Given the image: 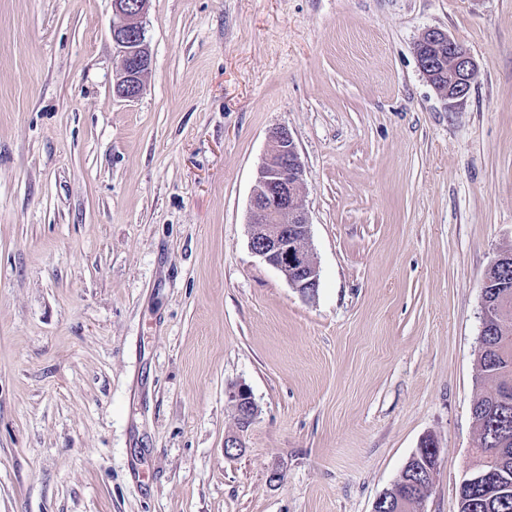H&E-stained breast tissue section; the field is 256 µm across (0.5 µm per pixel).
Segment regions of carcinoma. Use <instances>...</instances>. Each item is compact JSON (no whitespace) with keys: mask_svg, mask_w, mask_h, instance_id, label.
Instances as JSON below:
<instances>
[{"mask_svg":"<svg viewBox=\"0 0 512 512\" xmlns=\"http://www.w3.org/2000/svg\"><path fill=\"white\" fill-rule=\"evenodd\" d=\"M494 296L512 310V265L486 272ZM481 392L474 399L471 416L477 430L475 458L484 460L489 448L498 449L495 469L480 485L459 489V512H512V320L490 319L484 347L477 357ZM433 483L426 481L406 498V512H418Z\"/></svg>","mask_w":512,"mask_h":512,"instance_id":"obj_1","label":"carcinoma"}]
</instances>
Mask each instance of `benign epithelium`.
I'll return each instance as SVG.
<instances>
[{
	"label": "benign epithelium",
	"mask_w": 512,
	"mask_h": 512,
	"mask_svg": "<svg viewBox=\"0 0 512 512\" xmlns=\"http://www.w3.org/2000/svg\"><path fill=\"white\" fill-rule=\"evenodd\" d=\"M112 42L118 48L122 69L116 93L137 98L151 66L145 41V0H112ZM420 70L450 111L463 106L479 73L478 63L448 33L429 28L415 45ZM304 168L294 137L285 126L268 135L266 153L257 169L250 199L248 224L252 252L277 269L303 299L316 297L319 267L309 247L310 222L303 205ZM239 430L249 427L257 414L251 391L241 385L230 393Z\"/></svg>",
	"instance_id": "1"
}]
</instances>
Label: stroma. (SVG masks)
<instances>
[{
	"label": "stroma",
	"instance_id": "1",
	"mask_svg": "<svg viewBox=\"0 0 512 512\" xmlns=\"http://www.w3.org/2000/svg\"><path fill=\"white\" fill-rule=\"evenodd\" d=\"M112 20L0 0V512H372L427 437L421 512H458L483 276L512 245V0H147L133 100ZM429 28L479 65L452 112ZM278 126L311 301L249 245ZM230 398L234 402L237 417L239 419V431H244L253 422L257 414V405L254 401L251 391L244 385H239L230 393Z\"/></svg>",
	"mask_w": 512,
	"mask_h": 512
}]
</instances>
